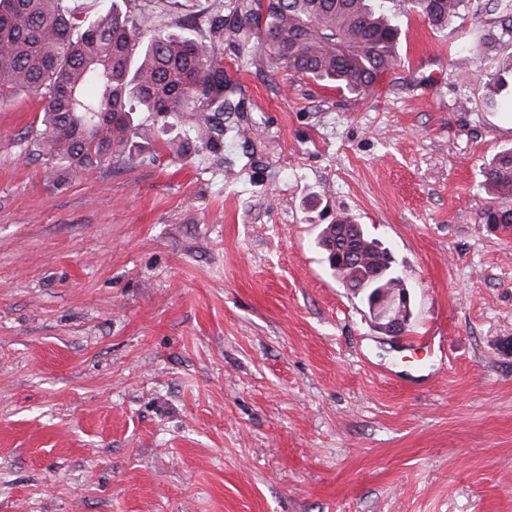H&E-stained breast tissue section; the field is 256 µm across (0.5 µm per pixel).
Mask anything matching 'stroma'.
<instances>
[{
	"instance_id": "1",
	"label": "stroma",
	"mask_w": 512,
	"mask_h": 512,
	"mask_svg": "<svg viewBox=\"0 0 512 512\" xmlns=\"http://www.w3.org/2000/svg\"><path fill=\"white\" fill-rule=\"evenodd\" d=\"M387 10L362 93L225 41L241 109L185 155L73 179L24 150L39 96L0 103V512H512V235L479 220L512 37ZM341 216L395 257L404 335L332 276ZM497 78L494 90L485 99L484 105L489 110H496L502 105L503 99L510 95L512 103V89L509 90V82L504 77L508 74L512 77V55L508 59H502L497 62ZM504 92V93H503Z\"/></svg>"
}]
</instances>
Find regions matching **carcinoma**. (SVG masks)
I'll return each mask as SVG.
<instances>
[{
  "label": "carcinoma",
  "instance_id": "carcinoma-1",
  "mask_svg": "<svg viewBox=\"0 0 512 512\" xmlns=\"http://www.w3.org/2000/svg\"><path fill=\"white\" fill-rule=\"evenodd\" d=\"M125 9L87 15L69 0H0V102L21 91L42 98L39 127L25 151L77 178L122 160L134 136L155 143L158 118L196 117L205 138L224 113L236 111L224 95V39L243 44L251 27H264L276 65L341 92L366 91L398 63L401 30L385 0H239L236 23L211 20L195 37L158 21L157 0H125ZM410 10L436 28L458 17L466 0H408ZM485 12L512 32V0H487ZM494 90L484 105L496 110L512 89V56L497 62ZM483 188L490 205L480 221L492 230L512 227V149L488 164ZM326 224L318 244L342 285L368 302L374 293H402L407 285L391 252L362 225Z\"/></svg>",
  "mask_w": 512,
  "mask_h": 512
}]
</instances>
